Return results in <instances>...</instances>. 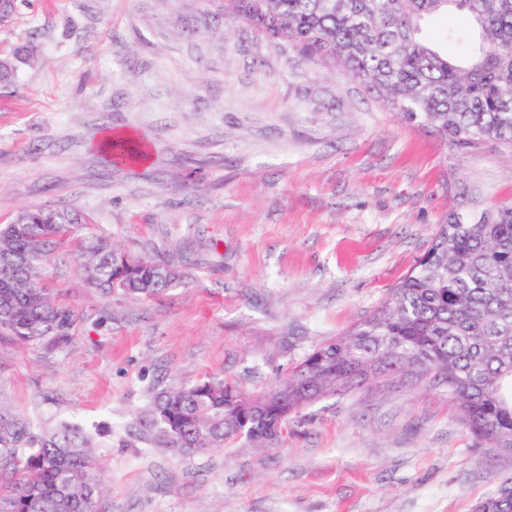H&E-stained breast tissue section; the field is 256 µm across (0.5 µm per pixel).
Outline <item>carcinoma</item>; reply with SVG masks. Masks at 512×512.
I'll use <instances>...</instances> for the list:
<instances>
[{"label": "carcinoma", "instance_id": "obj_1", "mask_svg": "<svg viewBox=\"0 0 512 512\" xmlns=\"http://www.w3.org/2000/svg\"><path fill=\"white\" fill-rule=\"evenodd\" d=\"M224 11L308 60L342 67L414 126L461 150L487 141L512 148V0H227ZM463 15L482 50L460 62L422 36L429 15ZM114 165L144 158V139L107 146ZM80 215L32 208L0 225V317L24 342L69 335L74 311L54 304L42 284V257L66 239ZM100 237L76 242L91 287L133 298L165 293L180 279L163 259L115 261ZM434 376L464 425L512 457V207L469 223L448 215L431 246L383 300L345 333L319 345L262 395L210 376L152 392L139 426L161 451L184 456L244 439L279 440L266 417L288 421L322 398L364 384ZM263 415L242 428L240 403ZM92 437L74 423L36 428L0 408V512H97L104 486ZM478 512H512L505 494Z\"/></svg>", "mask_w": 512, "mask_h": 512}]
</instances>
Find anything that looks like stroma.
Returning a JSON list of instances; mask_svg holds the SVG:
<instances>
[{
    "label": "stroma",
    "mask_w": 512,
    "mask_h": 512,
    "mask_svg": "<svg viewBox=\"0 0 512 512\" xmlns=\"http://www.w3.org/2000/svg\"><path fill=\"white\" fill-rule=\"evenodd\" d=\"M222 0H13L0 60V224L75 209L43 265L66 340L0 330V406L93 430L98 512H477L512 460L433 380L366 385L307 406L267 448L191 456L136 423L154 388L209 375L261 394L389 294L448 214L512 204V150L442 143L340 68L222 18ZM146 135L112 166L107 129ZM104 235L181 273L166 295L89 288L73 242Z\"/></svg>",
    "instance_id": "obj_1"
}]
</instances>
